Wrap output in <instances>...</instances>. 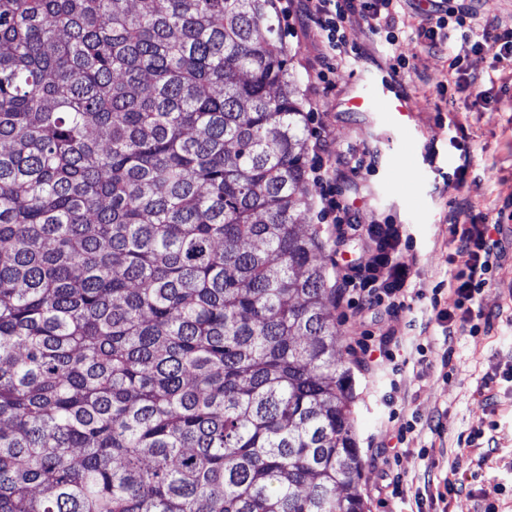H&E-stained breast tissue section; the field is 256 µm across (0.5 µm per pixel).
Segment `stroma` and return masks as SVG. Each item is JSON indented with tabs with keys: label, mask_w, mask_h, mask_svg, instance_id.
I'll return each mask as SVG.
<instances>
[{
	"label": "stroma",
	"mask_w": 512,
	"mask_h": 512,
	"mask_svg": "<svg viewBox=\"0 0 512 512\" xmlns=\"http://www.w3.org/2000/svg\"><path fill=\"white\" fill-rule=\"evenodd\" d=\"M403 8L406 28L399 41L405 69L391 73L386 43L355 14L345 24L351 60L338 69L331 86L315 93L308 73L324 52L320 36L296 16L280 26L296 97L315 111L307 137L326 135L336 155L350 142L376 155L371 170L350 176L341 189L360 223L386 217L405 225L417 257L416 281L439 288L438 306L451 311L457 297L447 287L448 219L458 203H468L476 223L499 225L500 239L512 240V61L469 54L468 70L487 78L482 89L440 95L446 57L428 52L417 35L428 24L426 0H405ZM383 91L403 103L401 118L371 109L350 111L354 97ZM457 139L471 154L461 182L454 175L460 163L453 146ZM478 304L493 315V330L477 336L457 330L446 367L442 355L448 347L431 320L433 306L426 298L413 301L401 319L413 321L414 328L393 349L394 362L403 367L396 391L386 376L360 369L349 353L356 338L385 332L389 320L347 322L339 308H332L356 394L366 512H483L490 502L498 512H512V249ZM393 414L417 421L409 449L394 468L406 491L401 499L379 494L382 472L371 462V445ZM449 481L460 485L459 494L443 496Z\"/></svg>",
	"instance_id": "35a3bbf8"
}]
</instances>
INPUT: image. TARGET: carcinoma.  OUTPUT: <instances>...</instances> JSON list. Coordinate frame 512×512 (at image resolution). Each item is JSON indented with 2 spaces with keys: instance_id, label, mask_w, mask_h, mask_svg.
<instances>
[{
  "instance_id": "carcinoma-1",
  "label": "carcinoma",
  "mask_w": 512,
  "mask_h": 512,
  "mask_svg": "<svg viewBox=\"0 0 512 512\" xmlns=\"http://www.w3.org/2000/svg\"><path fill=\"white\" fill-rule=\"evenodd\" d=\"M273 0H0V512H365Z\"/></svg>"
}]
</instances>
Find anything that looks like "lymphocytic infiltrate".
I'll return each instance as SVG.
<instances>
[{"mask_svg":"<svg viewBox=\"0 0 512 512\" xmlns=\"http://www.w3.org/2000/svg\"><path fill=\"white\" fill-rule=\"evenodd\" d=\"M296 11L306 23L314 27L323 39L325 52L322 60L313 65L312 85H329L336 75L339 62L348 55V41L342 31L349 15H361L373 34L384 35L389 46L388 58L392 71L405 66L398 51L396 30L405 23L400 12L402 0H292ZM468 10L457 9L453 18L438 17L435 25L421 29L420 38L425 48L448 53V81L451 84L482 86L483 81L463 67L468 53H485L494 59H512V27H501L488 21L481 36H474L467 27ZM455 24L461 31V47L445 50L443 30ZM329 142L325 136H316L312 144V163L309 173L321 186L319 218L331 225L336 253H343L348 242L357 240L363 245L364 258L339 268L336 277V305L350 310L352 317L384 310L392 316L410 310L411 299L424 297L423 289L413 281L416 256L407 252L408 236L404 225L388 219H377L369 224L359 223L355 210L336 191L340 170L330 161ZM448 231L453 251L449 264L455 265L449 285L457 297V306L463 311V322L469 323L471 334L489 333L493 322L489 315L473 312L472 307L483 289L489 285L493 271L499 267L502 248L492 239L488 225L452 216Z\"/></svg>","mask_w":512,"mask_h":512,"instance_id":"1","label":"lymphocytic infiltrate"}]
</instances>
